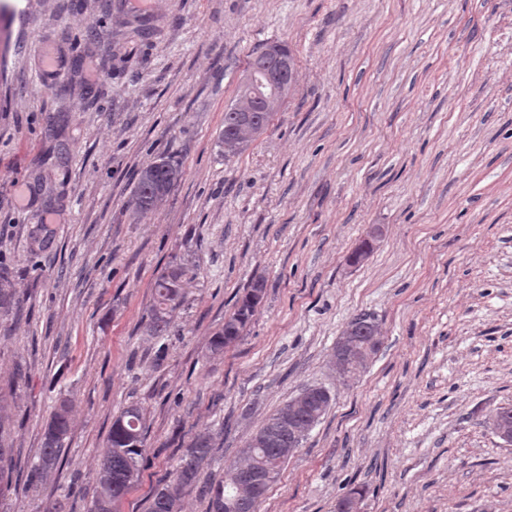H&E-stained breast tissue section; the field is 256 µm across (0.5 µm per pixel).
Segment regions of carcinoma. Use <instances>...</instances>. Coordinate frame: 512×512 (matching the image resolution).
<instances>
[{
    "label": "carcinoma",
    "instance_id": "cac0c4a2",
    "mask_svg": "<svg viewBox=\"0 0 512 512\" xmlns=\"http://www.w3.org/2000/svg\"><path fill=\"white\" fill-rule=\"evenodd\" d=\"M276 107L267 112L252 113V124L241 122L243 113L237 105L224 112V127L218 136V145L224 155H235L255 141L266 130ZM184 171L172 157H162L158 161L140 169L136 175L133 190L134 213L153 211L162 204L171 188L179 182ZM184 270L176 268L160 275L153 285V308L149 331L156 335L168 323L169 313L182 298ZM265 290L264 282H253L242 297L236 310L224 319V325L212 339L216 350L235 343L253 316L254 308ZM19 310L15 290L8 272L0 267V313L7 314ZM353 329L354 341L364 352L351 364V369L342 374L349 382L363 373L381 346V327L377 319L370 315H360L348 323ZM332 404L330 391L318 386L306 406L298 408L303 417L326 414ZM71 405L64 400L46 423L42 433L39 461L25 472L16 471L14 449L4 446L13 427V415L7 396H0V482L15 479L26 486H37L60 469L61 456L66 448V439L71 430ZM282 409L270 414L256 433L266 439L262 446L246 443L240 449L235 463L223 475L212 482H199V469L210 459L212 443L207 433H200L182 451L175 468L172 483L157 486L149 501L148 512H178L180 499H171V484L182 490L197 489L198 494L207 500V512H257L259 502L269 488L279 478L290 455L288 432L279 418ZM145 422L141 408L136 404L127 406L112 422L105 449L99 460L95 476V490L89 512H116V506L129 488L138 480L140 461L144 452Z\"/></svg>",
    "mask_w": 512,
    "mask_h": 512
}]
</instances>
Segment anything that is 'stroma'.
Listing matches in <instances>:
<instances>
[{
  "label": "stroma",
  "mask_w": 512,
  "mask_h": 512,
  "mask_svg": "<svg viewBox=\"0 0 512 512\" xmlns=\"http://www.w3.org/2000/svg\"><path fill=\"white\" fill-rule=\"evenodd\" d=\"M267 42L288 45L291 90L224 157V111ZM1 51L16 461L37 462L61 399L72 412L60 470L1 489L0 512H87L133 403L146 440L118 512H147L194 436L214 444L201 479L220 478L314 385L332 405L258 512H336L357 486L359 512H512V446L489 426L512 407V0H0ZM167 155L182 180L134 216L137 171ZM180 266L183 298L152 336L153 283ZM257 280L240 340L214 351ZM362 314L382 345L347 385L333 348Z\"/></svg>",
  "instance_id": "1"
}]
</instances>
